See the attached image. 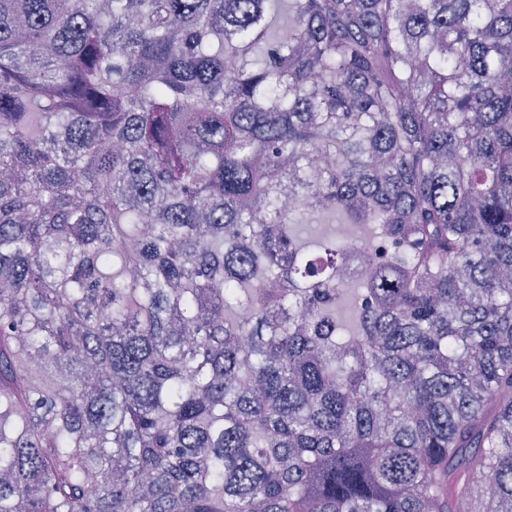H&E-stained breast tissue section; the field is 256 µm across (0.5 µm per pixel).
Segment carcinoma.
Segmentation results:
<instances>
[{
	"label": "carcinoma",
	"instance_id": "cac0c4a2",
	"mask_svg": "<svg viewBox=\"0 0 512 512\" xmlns=\"http://www.w3.org/2000/svg\"><path fill=\"white\" fill-rule=\"evenodd\" d=\"M277 2L0 0V512H512V0Z\"/></svg>",
	"mask_w": 512,
	"mask_h": 512
}]
</instances>
